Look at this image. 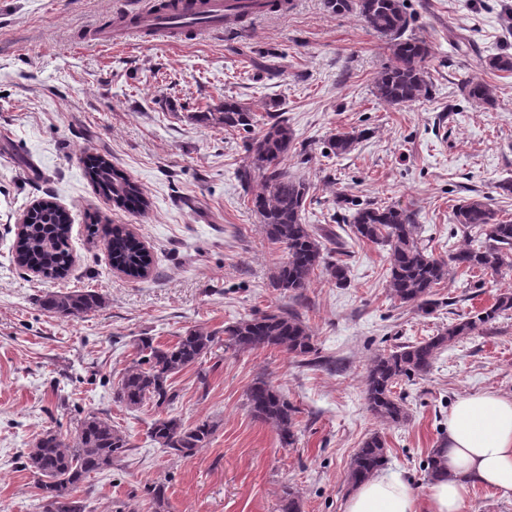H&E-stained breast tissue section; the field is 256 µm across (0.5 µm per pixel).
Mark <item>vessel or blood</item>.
I'll use <instances>...</instances> for the list:
<instances>
[{
	"label": "vessel or blood",
	"mask_w": 512,
	"mask_h": 512,
	"mask_svg": "<svg viewBox=\"0 0 512 512\" xmlns=\"http://www.w3.org/2000/svg\"><path fill=\"white\" fill-rule=\"evenodd\" d=\"M244 0H139L134 12L137 25L114 21L111 28L93 33L94 41L119 43L134 35L166 34L170 26L188 32L223 28L226 15L232 14Z\"/></svg>",
	"instance_id": "b4317fda"
}]
</instances>
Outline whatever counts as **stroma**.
Here are the masks:
<instances>
[{"label":"stroma","instance_id":"1","mask_svg":"<svg viewBox=\"0 0 512 512\" xmlns=\"http://www.w3.org/2000/svg\"><path fill=\"white\" fill-rule=\"evenodd\" d=\"M133 2L0 0V512H46L23 455L46 430L73 438L91 413L110 416L133 444L121 467L79 489L91 512H154L146 489L157 482L167 487V512H281L289 491L302 512H344L347 469L374 432L387 441V471L425 496L427 459L453 404L490 389L512 396V312L448 347L425 376L399 382L406 423L368 410V368L512 292V257L497 275L442 283L426 315L391 299L387 248L353 239L346 219L372 203L410 210L438 255L464 242L451 220L464 199L484 196L512 220V194L499 188L512 180V74L485 65L512 50V0H405L409 34L431 47V88L403 107L373 92L392 62L387 39L326 0H289L285 13L194 40L86 42ZM471 78L493 86V105L462 93ZM227 98L287 120L288 168L311 185L306 221L335 230L328 252L347 264L345 286L320 271L300 299L272 288L285 252L266 240L238 178L249 136L196 118ZM339 132L358 143L336 157L326 148ZM90 152L124 170L151 209L118 208L100 194L85 175ZM47 195L72 219V266L57 279L13 259L18 215ZM95 215L140 237L152 260L147 277L113 269L101 237L89 233ZM84 288L101 294V309L65 321L40 306L46 294ZM288 307L313 331L315 363L220 344L172 378L171 414L216 427L194 457L151 440L152 402L116 401L138 337L170 343L193 327L220 333ZM258 378L297 407L293 445L250 413L246 392Z\"/></svg>","mask_w":512,"mask_h":512}]
</instances>
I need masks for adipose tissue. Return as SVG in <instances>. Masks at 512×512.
I'll list each match as a JSON object with an SVG mask.
<instances>
[{
	"mask_svg": "<svg viewBox=\"0 0 512 512\" xmlns=\"http://www.w3.org/2000/svg\"><path fill=\"white\" fill-rule=\"evenodd\" d=\"M439 463L426 497L431 512H463L474 485L512 493V397L486 390L458 399ZM420 501L400 475L379 473L350 492L345 512H419Z\"/></svg>",
	"mask_w": 512,
	"mask_h": 512,
	"instance_id": "ef3b65f1",
	"label": "adipose tissue"
}]
</instances>
